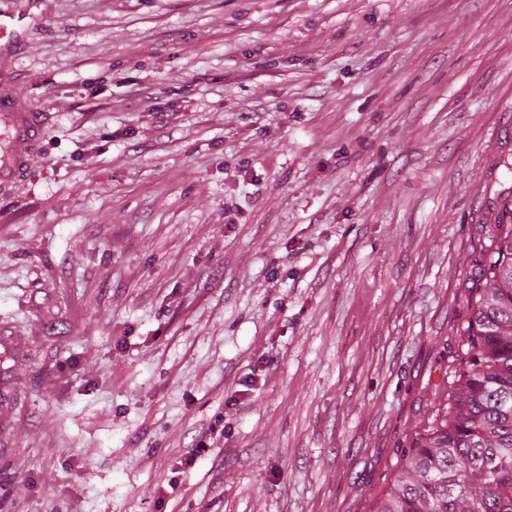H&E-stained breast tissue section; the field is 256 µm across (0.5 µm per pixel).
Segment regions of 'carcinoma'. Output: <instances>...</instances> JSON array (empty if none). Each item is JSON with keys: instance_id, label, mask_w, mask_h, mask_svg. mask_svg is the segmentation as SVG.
Listing matches in <instances>:
<instances>
[{"instance_id": "cac0c4a2", "label": "carcinoma", "mask_w": 512, "mask_h": 512, "mask_svg": "<svg viewBox=\"0 0 512 512\" xmlns=\"http://www.w3.org/2000/svg\"><path fill=\"white\" fill-rule=\"evenodd\" d=\"M477 264L467 359L448 412L405 452L376 512H512V224Z\"/></svg>"}]
</instances>
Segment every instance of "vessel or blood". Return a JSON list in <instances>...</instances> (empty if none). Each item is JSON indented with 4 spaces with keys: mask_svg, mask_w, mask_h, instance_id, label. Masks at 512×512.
I'll return each instance as SVG.
<instances>
[{
    "mask_svg": "<svg viewBox=\"0 0 512 512\" xmlns=\"http://www.w3.org/2000/svg\"><path fill=\"white\" fill-rule=\"evenodd\" d=\"M26 14L0 12V111L9 118L0 125V183L14 181L30 164L44 128L41 113L21 99L7 62L25 40Z\"/></svg>",
    "mask_w": 512,
    "mask_h": 512,
    "instance_id": "1",
    "label": "vessel or blood"
}]
</instances>
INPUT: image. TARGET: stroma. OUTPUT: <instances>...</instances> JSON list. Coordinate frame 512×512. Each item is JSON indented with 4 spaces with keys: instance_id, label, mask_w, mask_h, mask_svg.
<instances>
[{
    "instance_id": "1",
    "label": "stroma",
    "mask_w": 512,
    "mask_h": 512,
    "mask_svg": "<svg viewBox=\"0 0 512 512\" xmlns=\"http://www.w3.org/2000/svg\"><path fill=\"white\" fill-rule=\"evenodd\" d=\"M40 10L11 67L46 133L0 185V512H375L512 192V0Z\"/></svg>"
}]
</instances>
